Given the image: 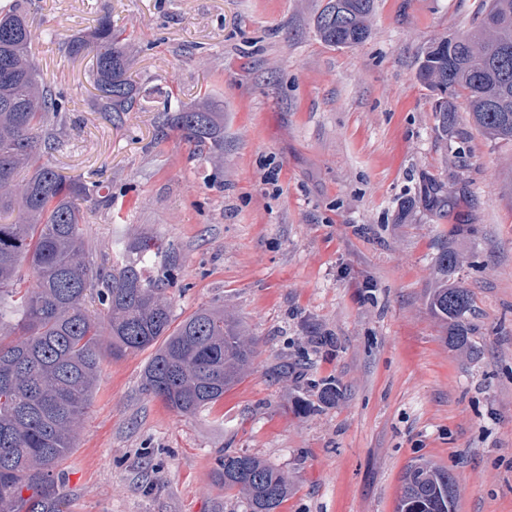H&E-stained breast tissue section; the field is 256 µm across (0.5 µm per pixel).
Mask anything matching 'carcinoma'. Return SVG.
I'll use <instances>...</instances> for the list:
<instances>
[{"label": "carcinoma", "instance_id": "carcinoma-1", "mask_svg": "<svg viewBox=\"0 0 512 512\" xmlns=\"http://www.w3.org/2000/svg\"><path fill=\"white\" fill-rule=\"evenodd\" d=\"M374 10L375 0H326L317 33L330 45L357 46L370 34ZM35 38L19 4L0 12V512H62L58 470L76 447L103 340L115 359L158 345L143 371L144 389L184 416L221 401L256 354L255 341L222 310L201 308L174 323L171 297L149 268L164 243L143 240L137 258L114 255L109 270L86 260L83 205L97 191L49 161L60 147L56 125L68 98L37 69ZM65 49L72 58L92 56L96 111L118 120L141 111L140 92L128 78L129 46L109 17ZM418 77L439 95L443 132L462 91L474 126L492 141L512 143V0H482L472 30L424 49ZM157 112V127L224 160V113L212 103L177 110L164 104ZM424 199L448 214L442 184L428 181ZM472 308L462 285L444 282L434 290L430 309L451 324L450 345L470 347ZM17 330L19 338L3 341ZM214 474L224 490L245 495L247 512H276L288 497L286 476L250 454L217 456ZM457 496L452 473L416 462L405 472L396 512H455Z\"/></svg>", "mask_w": 512, "mask_h": 512}]
</instances>
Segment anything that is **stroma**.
Listing matches in <instances>:
<instances>
[{"mask_svg":"<svg viewBox=\"0 0 512 512\" xmlns=\"http://www.w3.org/2000/svg\"><path fill=\"white\" fill-rule=\"evenodd\" d=\"M22 2L44 31L36 65L69 98L52 161L112 197L87 206L90 263L170 244L151 273L169 278L175 319L223 309L258 350L193 417L144 390L151 350L102 354L63 512H246L214 478L221 451L284 472L277 512H395L416 460L455 475L456 512H512V144L477 130L461 96L440 132L417 78L421 50L467 33L479 0H375L352 48L318 36L325 0ZM104 15L145 94L118 122L93 109L90 58L64 50ZM167 96L223 112L222 167L158 132ZM431 179L447 219L421 198ZM445 249L461 258L449 276ZM447 277L472 294L467 349L429 307Z\"/></svg>","mask_w":512,"mask_h":512,"instance_id":"35a3bbf8","label":"stroma"}]
</instances>
